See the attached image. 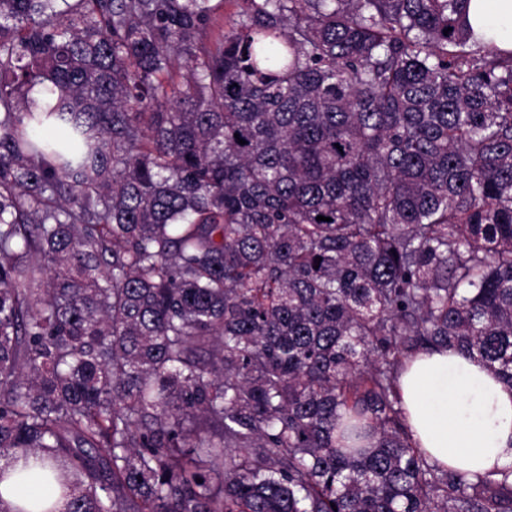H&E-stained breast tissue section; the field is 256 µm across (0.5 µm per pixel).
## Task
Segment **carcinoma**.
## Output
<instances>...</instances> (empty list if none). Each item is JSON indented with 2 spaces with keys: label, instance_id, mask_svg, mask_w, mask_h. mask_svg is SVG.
I'll list each match as a JSON object with an SVG mask.
<instances>
[{
  "label": "carcinoma",
  "instance_id": "cac0c4a2",
  "mask_svg": "<svg viewBox=\"0 0 512 512\" xmlns=\"http://www.w3.org/2000/svg\"><path fill=\"white\" fill-rule=\"evenodd\" d=\"M240 2L0 0V460L45 512H512L398 387L512 385V51L468 0ZM23 458L12 460L6 469L21 474L23 480H9L0 484V493L4 499L11 501L29 511H39L30 505L36 500H47L50 503L57 500V494L46 483L43 482L37 469L25 467Z\"/></svg>",
  "mask_w": 512,
  "mask_h": 512
}]
</instances>
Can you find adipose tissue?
Returning <instances> with one entry per match:
<instances>
[{
	"instance_id": "obj_1",
	"label": "adipose tissue",
	"mask_w": 512,
	"mask_h": 512,
	"mask_svg": "<svg viewBox=\"0 0 512 512\" xmlns=\"http://www.w3.org/2000/svg\"><path fill=\"white\" fill-rule=\"evenodd\" d=\"M468 18L479 33L512 49V0H469ZM399 389L408 429L420 448L458 472L512 471V387L482 362L456 352L419 353L406 365ZM19 480L0 484V497L30 507L56 501L37 469L12 460Z\"/></svg>"
}]
</instances>
